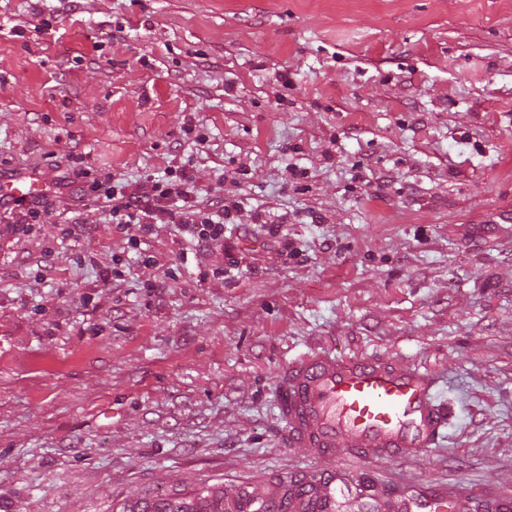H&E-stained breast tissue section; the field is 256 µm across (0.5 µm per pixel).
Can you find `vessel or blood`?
<instances>
[{
  "mask_svg": "<svg viewBox=\"0 0 512 512\" xmlns=\"http://www.w3.org/2000/svg\"><path fill=\"white\" fill-rule=\"evenodd\" d=\"M52 191L33 172L0 179V202ZM435 386L430 373L409 363L320 351L289 364L278 380L276 406L292 441L312 454L343 447L376 460L416 459L447 426ZM387 499L394 512H445L448 490L403 483Z\"/></svg>",
  "mask_w": 512,
  "mask_h": 512,
  "instance_id": "b4317fda",
  "label": "vessel or blood"
}]
</instances>
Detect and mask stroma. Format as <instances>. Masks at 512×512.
<instances>
[{"mask_svg": "<svg viewBox=\"0 0 512 512\" xmlns=\"http://www.w3.org/2000/svg\"><path fill=\"white\" fill-rule=\"evenodd\" d=\"M22 170L54 191L0 204V512L331 471L339 512L512 494V0H0ZM183 172L231 252L164 220L130 245L92 190ZM313 349L434 372L447 435L289 447L276 381ZM383 494L392 503L393 512H438L448 508V487H424L412 482Z\"/></svg>", "mask_w": 512, "mask_h": 512, "instance_id": "obj_1", "label": "stroma"}]
</instances>
